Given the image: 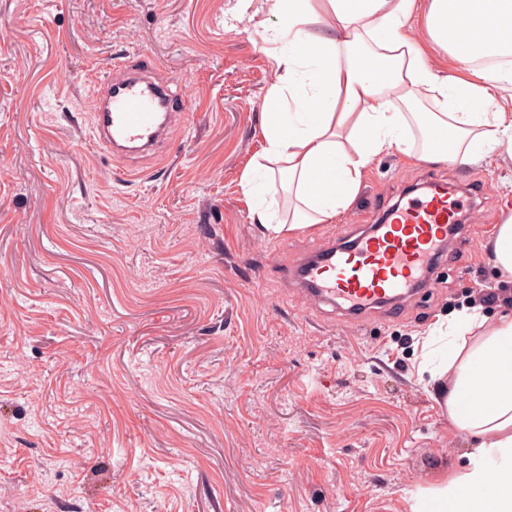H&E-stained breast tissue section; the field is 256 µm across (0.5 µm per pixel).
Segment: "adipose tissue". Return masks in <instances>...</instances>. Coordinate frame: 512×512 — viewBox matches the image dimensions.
Masks as SVG:
<instances>
[{"label": "adipose tissue", "mask_w": 512, "mask_h": 512, "mask_svg": "<svg viewBox=\"0 0 512 512\" xmlns=\"http://www.w3.org/2000/svg\"><path fill=\"white\" fill-rule=\"evenodd\" d=\"M282 27L271 50L264 144L243 174L248 194L275 176L295 200L288 221L256 206V222L281 235L332 224L356 198L378 156L408 153L407 110L422 92L433 108L416 118L430 164L466 166L512 156V0H267ZM421 16L426 41L409 22ZM445 51L474 80L431 62ZM443 405L473 446L464 469L412 499L411 512H512V307L491 317L475 305L424 344Z\"/></svg>", "instance_id": "adipose-tissue-1"}]
</instances>
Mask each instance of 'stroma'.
Returning <instances> with one entry per match:
<instances>
[{
	"mask_svg": "<svg viewBox=\"0 0 512 512\" xmlns=\"http://www.w3.org/2000/svg\"><path fill=\"white\" fill-rule=\"evenodd\" d=\"M264 0H0V512H410L469 440L426 334L500 286L512 160L371 163L337 223L273 236L242 175L275 79ZM191 107L162 154L90 141L115 57ZM483 189L437 286L356 322L283 278L427 177ZM487 249L500 270L512 278V214H508L488 243Z\"/></svg>",
	"mask_w": 512,
	"mask_h": 512,
	"instance_id": "35a3bbf8",
	"label": "stroma"
}]
</instances>
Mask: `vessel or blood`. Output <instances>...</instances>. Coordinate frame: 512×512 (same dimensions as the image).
<instances>
[{
    "label": "vessel or blood",
    "mask_w": 512,
    "mask_h": 512,
    "mask_svg": "<svg viewBox=\"0 0 512 512\" xmlns=\"http://www.w3.org/2000/svg\"><path fill=\"white\" fill-rule=\"evenodd\" d=\"M171 85L144 56L110 62L93 96L94 145L125 157L156 151L175 113L189 110L188 102H176ZM462 210V200L445 185L428 184L353 245L322 248L292 277V285L307 301L328 304L354 320L378 306L410 300L432 287L428 269L439 261L448 229Z\"/></svg>",
    "instance_id": "vessel-or-blood-1"
}]
</instances>
